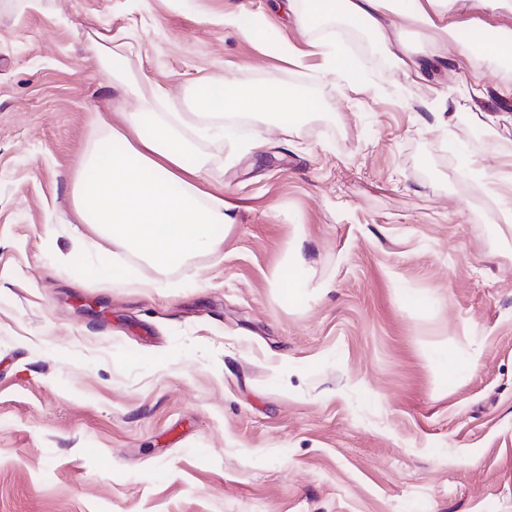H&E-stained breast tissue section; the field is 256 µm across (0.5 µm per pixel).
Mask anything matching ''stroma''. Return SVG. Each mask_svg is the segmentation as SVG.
I'll return each mask as SVG.
<instances>
[{"label":"stroma","mask_w":512,"mask_h":512,"mask_svg":"<svg viewBox=\"0 0 512 512\" xmlns=\"http://www.w3.org/2000/svg\"><path fill=\"white\" fill-rule=\"evenodd\" d=\"M225 79L314 108L199 142L233 205L223 250L141 287L156 272L131 252L79 247L96 233L70 221V177L99 117L190 112ZM502 198L512 71L443 62L413 84L366 33L299 31L272 0H0V512H512ZM90 260L138 287L85 279ZM224 24L233 27L237 32L247 39H266L267 33L260 24H255L254 17L237 13L224 16ZM292 263L284 268L285 279L288 284V301H295L300 297L301 282L297 271L305 263L306 238L298 234L291 248Z\"/></svg>","instance_id":"obj_1"}]
</instances>
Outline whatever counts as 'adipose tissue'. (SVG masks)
I'll use <instances>...</instances> for the list:
<instances>
[{
    "instance_id": "adipose-tissue-1",
    "label": "adipose tissue",
    "mask_w": 512,
    "mask_h": 512,
    "mask_svg": "<svg viewBox=\"0 0 512 512\" xmlns=\"http://www.w3.org/2000/svg\"><path fill=\"white\" fill-rule=\"evenodd\" d=\"M474 6L482 18L467 25L456 19L459 0H287L300 28L335 17L367 31L415 82L425 68L391 18L425 33L427 58L452 60L461 70L477 57L512 66V27L500 22L512 15V0H474ZM243 109L273 113L277 125L288 127L300 122L306 105L285 84L253 88L225 80L208 86L195 112H127L119 125L102 122L98 144L72 176L76 222L150 263L159 273L149 282L153 288L190 257L219 253L224 238L215 229L230 224L229 205L223 193L203 188L206 159L197 143L223 136L225 115Z\"/></svg>"
}]
</instances>
